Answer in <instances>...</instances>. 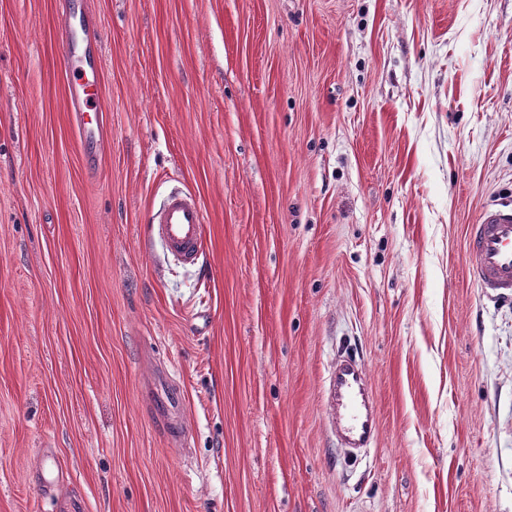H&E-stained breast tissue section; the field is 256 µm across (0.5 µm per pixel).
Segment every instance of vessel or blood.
<instances>
[{
  "label": "vessel or blood",
  "instance_id": "b4317fda",
  "mask_svg": "<svg viewBox=\"0 0 512 512\" xmlns=\"http://www.w3.org/2000/svg\"><path fill=\"white\" fill-rule=\"evenodd\" d=\"M62 64L70 119L78 132L82 166L95 175L110 137L100 89L103 48L87 0H65L60 22ZM205 214L190 193H170L151 214L148 236L182 264L200 265L206 249ZM469 271L492 298L512 300V201L486 206L467 239ZM329 413L336 444L347 454L369 447L377 434L376 401L355 358L337 355L329 376Z\"/></svg>",
  "mask_w": 512,
  "mask_h": 512
}]
</instances>
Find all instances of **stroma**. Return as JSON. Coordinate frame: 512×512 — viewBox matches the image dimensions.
I'll list each match as a JSON object with an SVG mask.
<instances>
[{
	"label": "stroma",
	"instance_id": "stroma-1",
	"mask_svg": "<svg viewBox=\"0 0 512 512\" xmlns=\"http://www.w3.org/2000/svg\"><path fill=\"white\" fill-rule=\"evenodd\" d=\"M62 7L0 0V512H512V301L466 254L512 198V0H89L94 179ZM172 190L202 269L147 237ZM340 352L378 405L350 465ZM60 32L68 112L79 135L84 171L94 176L111 132L100 89L102 39L87 0H65Z\"/></svg>",
	"mask_w": 512,
	"mask_h": 512
}]
</instances>
